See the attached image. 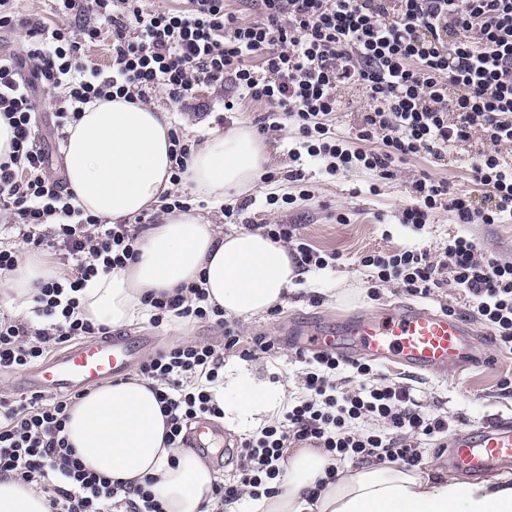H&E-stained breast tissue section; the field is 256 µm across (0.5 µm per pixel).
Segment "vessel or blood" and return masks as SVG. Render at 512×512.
Segmentation results:
<instances>
[{"label":"vessel or blood","instance_id":"1","mask_svg":"<svg viewBox=\"0 0 512 512\" xmlns=\"http://www.w3.org/2000/svg\"><path fill=\"white\" fill-rule=\"evenodd\" d=\"M468 322L425 303L389 304L352 313L335 324L297 328L287 338L300 350L333 351L348 360L394 364L416 374L463 370L473 351ZM152 342L148 336L79 340L33 368L27 383L55 394L111 382L123 376ZM449 469L484 478L512 468V417L464 427L447 442Z\"/></svg>","mask_w":512,"mask_h":512}]
</instances>
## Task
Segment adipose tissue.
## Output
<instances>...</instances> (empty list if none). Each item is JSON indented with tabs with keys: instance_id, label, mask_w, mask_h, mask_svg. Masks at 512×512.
<instances>
[{
	"instance_id": "adipose-tissue-1",
	"label": "adipose tissue",
	"mask_w": 512,
	"mask_h": 512,
	"mask_svg": "<svg viewBox=\"0 0 512 512\" xmlns=\"http://www.w3.org/2000/svg\"><path fill=\"white\" fill-rule=\"evenodd\" d=\"M169 129L168 113L137 100L87 105L69 127L64 149L76 206L118 224L160 205L173 188ZM267 162L257 133L238 124L194 149L181 179L220 204L254 187ZM57 274L36 255L25 256L0 298L24 309L36 284ZM299 275L287 247L262 232L225 234L206 217L176 211L144 234L136 261L88 281L80 303L89 320L117 329L148 319L146 294L197 285L208 305L247 319L285 304ZM166 431L150 381L136 376L77 400L64 434L87 471L127 486L148 485L165 512H216V474L195 449L168 447ZM332 463L320 449H293L283 488L261 499L263 512H512V482L506 480L463 482L385 463L347 468L328 483ZM0 512H48V504L34 486L0 480Z\"/></svg>"
}]
</instances>
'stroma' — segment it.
<instances>
[{
  "label": "stroma",
  "instance_id": "obj_1",
  "mask_svg": "<svg viewBox=\"0 0 512 512\" xmlns=\"http://www.w3.org/2000/svg\"><path fill=\"white\" fill-rule=\"evenodd\" d=\"M234 92L229 82L220 90L201 86L198 97L202 110L176 116V125L192 140L209 135L216 128H229L236 122L254 125L256 119L263 116L264 105L247 101L240 111H225L223 97ZM295 135L296 130L291 127L278 136H263L270 158L267 169L275 179L257 183L245 192L246 205L237 213L235 223H226L220 206L212 201H205L200 209L201 214L228 232L244 229L248 224L297 225L301 238L333 258L326 269H315L296 279L284 307L273 313L237 320L239 346L224 354L225 379L243 374L263 389L285 388L292 398L302 393L295 350L284 343L292 326H311L350 313L373 314L387 304L407 301V294L396 285H376L371 269L361 264L364 255L415 245L429 250L432 257L439 260L448 238L464 231L476 239L482 253L512 262V222L461 226L444 211L436 214L431 226L420 231L399 222L400 210L407 201L406 187L421 174L479 195L471 161L486 148L480 135L449 144L438 159L424 154L408 158L399 164L396 177L380 183L375 194L369 191L372 177L367 172L354 170L334 176L326 172L322 162L294 159L291 151ZM295 169L302 170L303 183L288 181V172ZM304 184L311 190V197H299ZM271 192L295 195L296 201L285 209L270 208L265 197ZM340 212L345 213L346 223H337L336 215ZM141 332L153 336L154 348L158 351L186 342H206L218 349L224 346L223 329L211 322L156 327L146 321L118 330L122 336ZM259 334L280 344L277 357H243L242 352L249 348L252 337ZM480 354L477 362L460 372L415 377L388 365L382 366L381 372L386 378L409 383L416 390L422 410L447 415L451 428L457 430L500 415L512 416V391L502 387L504 380L512 379V354L500 352L486 340L481 343Z\"/></svg>",
  "mask_w": 512,
  "mask_h": 512
}]
</instances>
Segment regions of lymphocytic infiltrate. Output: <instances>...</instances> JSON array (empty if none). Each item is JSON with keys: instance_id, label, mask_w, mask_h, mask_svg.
<instances>
[{"instance_id": "obj_1", "label": "lymphocytic infiltrate", "mask_w": 512, "mask_h": 512, "mask_svg": "<svg viewBox=\"0 0 512 512\" xmlns=\"http://www.w3.org/2000/svg\"><path fill=\"white\" fill-rule=\"evenodd\" d=\"M48 17H19L17 0H0V31L23 35L21 51L0 55V116L15 131L13 152L0 163V211L18 230L16 244L0 245V276L24 253L47 251L63 267L40 283L32 321L0 313V372L29 367L50 348L92 336L107 327L83 318L78 293L98 272L136 260L141 235L161 215L191 212L186 195L163 197L159 210L109 224L84 214L65 180L56 178L37 126V97L51 95L58 132L78 120L85 105L113 97L148 102L166 94L184 107L201 84L232 81L235 96L265 103L262 134L292 122L299 133L294 156L326 163L329 174L363 170L378 180L394 177L400 163L481 134L490 148L471 167L487 190L476 208L470 194L429 177L412 180L402 223L423 229L437 211L459 224H499L512 218V167L500 146H512V0H259V19L226 8L224 0H177L171 8L148 0H49ZM108 41L111 63L101 69L85 53ZM260 58L253 66L252 58ZM354 87L368 99L355 134L358 147L336 132L339 89ZM271 241L292 247L304 269H325L321 255L293 224H268ZM446 266L429 251L403 248L362 257L380 283L411 296L432 295L448 268L454 287L469 297L480 322L500 350L512 353V262L484 257L466 233L449 239ZM154 326L173 321H210L224 329V347L191 343L140 362L166 417L168 445L187 444L189 426L220 418L224 402V353L240 337L219 307L208 306L203 288L146 296ZM304 394L282 418L239 445L233 478L216 483L219 504L242 495L257 501L278 493L293 441L325 449L334 464L422 462V443L440 444L448 418L421 410L413 389L379 377L370 362H347L333 353L298 352ZM78 393L31 392L0 396V480L36 486L49 512H164L146 487L119 489L87 472L68 443L65 424Z\"/></svg>"}]
</instances>
